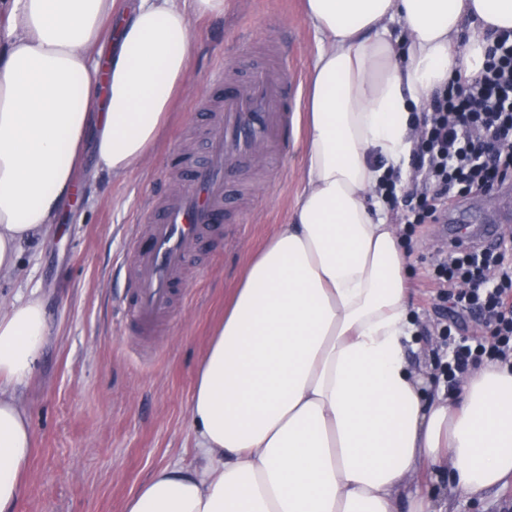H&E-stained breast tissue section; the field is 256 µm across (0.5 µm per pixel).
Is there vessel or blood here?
<instances>
[{
    "mask_svg": "<svg viewBox=\"0 0 512 512\" xmlns=\"http://www.w3.org/2000/svg\"><path fill=\"white\" fill-rule=\"evenodd\" d=\"M273 54L274 64L247 80L224 82L222 112L204 160L184 162L183 193L145 215L146 231L132 245L130 273V309L140 335L150 334L167 314L184 265L221 234L233 171L261 152L277 156L288 147L297 101L283 95L288 63L282 49H274ZM499 234V225L474 224L462 238L467 243H491Z\"/></svg>",
    "mask_w": 512,
    "mask_h": 512,
    "instance_id": "1",
    "label": "vessel or blood"
}]
</instances>
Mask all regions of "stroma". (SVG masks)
<instances>
[{"instance_id":"1","label":"stroma","mask_w":512,"mask_h":512,"mask_svg":"<svg viewBox=\"0 0 512 512\" xmlns=\"http://www.w3.org/2000/svg\"><path fill=\"white\" fill-rule=\"evenodd\" d=\"M191 89L179 100L147 161L124 178L95 175L86 141L81 188L45 243L25 247L15 271L0 276V302L34 294L45 302L48 337L33 377L15 395L30 415L34 451L18 512H124L129 495L157 468L194 463L189 405L198 362L252 251L285 223L302 187L304 124L279 161L256 158L236 172L242 197L214 246L182 270L164 324L150 341L130 330L126 302L131 238L150 202L178 189L173 157L198 154L208 132L196 114L215 102L220 67L250 61V47L280 42L290 82L305 101L319 36L301 0H225L224 13L192 22ZM485 210L464 197L439 223L417 227L411 255L414 362L442 376L450 304L429 272L442 225L480 223Z\"/></svg>"}]
</instances>
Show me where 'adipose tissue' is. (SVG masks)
<instances>
[{
    "label": "adipose tissue",
    "mask_w": 512,
    "mask_h": 512,
    "mask_svg": "<svg viewBox=\"0 0 512 512\" xmlns=\"http://www.w3.org/2000/svg\"><path fill=\"white\" fill-rule=\"evenodd\" d=\"M322 44L310 72L303 188L251 253L196 372L195 466L156 469L125 512H448L416 492L482 497L512 482V363L456 387L411 365L410 257L377 195L407 170L415 114L483 68L512 0H302ZM117 0H0V273L47 237L84 143L119 179L144 163L189 84L192 17L224 0H136L100 64ZM398 22L403 39L391 41ZM48 327L36 295L0 304V512L33 451L12 388Z\"/></svg>",
    "instance_id": "adipose-tissue-1"
}]
</instances>
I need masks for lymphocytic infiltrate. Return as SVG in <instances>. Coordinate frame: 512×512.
<instances>
[{
	"instance_id": "1",
	"label": "lymphocytic infiltrate",
	"mask_w": 512,
	"mask_h": 512,
	"mask_svg": "<svg viewBox=\"0 0 512 512\" xmlns=\"http://www.w3.org/2000/svg\"><path fill=\"white\" fill-rule=\"evenodd\" d=\"M410 186L398 175L385 185L386 199L402 207V223L438 220L447 200L485 193L512 181V38L489 46L474 81L450 82L436 92L421 120L411 157ZM432 278L447 291L452 309L476 319L480 335L458 337L457 324L444 334L453 341L449 375L465 372L483 355L512 360V245L451 248L432 267Z\"/></svg>"
}]
</instances>
